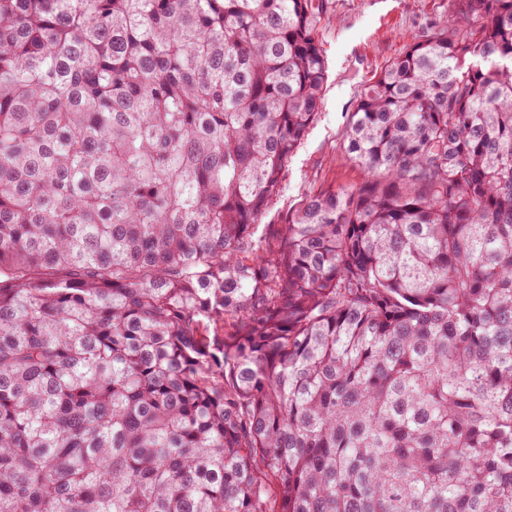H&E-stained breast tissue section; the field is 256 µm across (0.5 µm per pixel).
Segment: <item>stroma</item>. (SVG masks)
<instances>
[{
    "instance_id": "35a3bbf8",
    "label": "stroma",
    "mask_w": 512,
    "mask_h": 512,
    "mask_svg": "<svg viewBox=\"0 0 512 512\" xmlns=\"http://www.w3.org/2000/svg\"><path fill=\"white\" fill-rule=\"evenodd\" d=\"M448 25V0H324L316 39L327 80L316 122L288 162L263 224L285 223L309 194L359 184L343 131L364 85L406 47Z\"/></svg>"
}]
</instances>
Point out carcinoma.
<instances>
[{
    "mask_svg": "<svg viewBox=\"0 0 512 512\" xmlns=\"http://www.w3.org/2000/svg\"><path fill=\"white\" fill-rule=\"evenodd\" d=\"M448 8L269 239L322 0H0V512H512V0Z\"/></svg>",
    "mask_w": 512,
    "mask_h": 512,
    "instance_id": "carcinoma-1",
    "label": "carcinoma"
}]
</instances>
